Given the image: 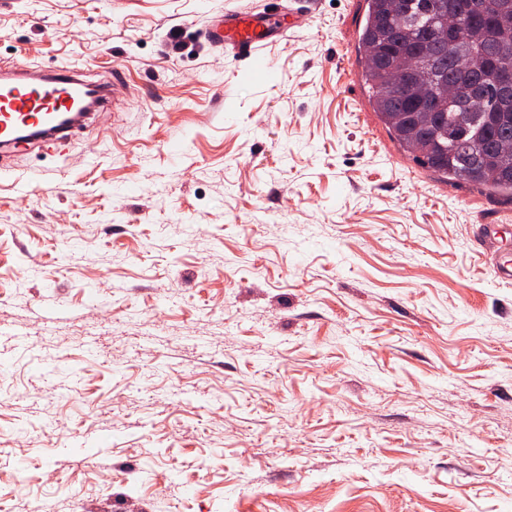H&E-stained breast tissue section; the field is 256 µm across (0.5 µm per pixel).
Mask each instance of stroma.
<instances>
[{"label": "stroma", "mask_w": 512, "mask_h": 512, "mask_svg": "<svg viewBox=\"0 0 512 512\" xmlns=\"http://www.w3.org/2000/svg\"><path fill=\"white\" fill-rule=\"evenodd\" d=\"M279 6L273 74L201 36ZM363 24L0 0V64L130 95L0 163V512H512V198L413 169Z\"/></svg>", "instance_id": "obj_1"}]
</instances>
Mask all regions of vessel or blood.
<instances>
[{
  "label": "vessel or blood",
  "mask_w": 512,
  "mask_h": 512,
  "mask_svg": "<svg viewBox=\"0 0 512 512\" xmlns=\"http://www.w3.org/2000/svg\"><path fill=\"white\" fill-rule=\"evenodd\" d=\"M284 33L278 12L232 11L204 36L235 56L268 69L272 63L263 56L262 48L270 37ZM114 88L107 74L90 80L80 68L67 64L48 70L25 63L0 67V157L10 156L24 145L55 154L64 152L73 138L90 130L95 109L109 105ZM90 99L95 109L85 108Z\"/></svg>",
  "instance_id": "vessel-or-blood-1"
}]
</instances>
